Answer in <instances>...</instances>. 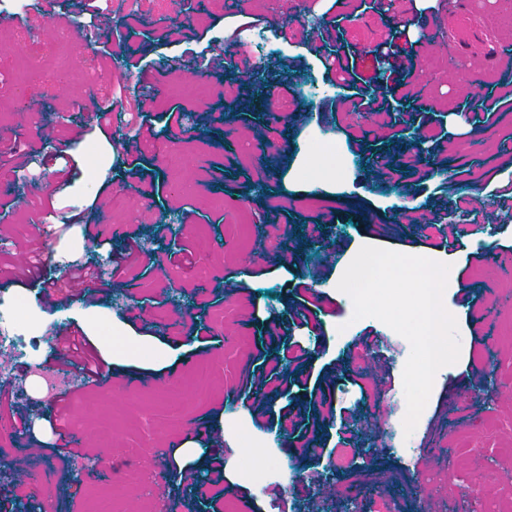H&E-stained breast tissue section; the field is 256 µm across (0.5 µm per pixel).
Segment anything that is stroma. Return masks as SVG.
I'll list each match as a JSON object with an SVG mask.
<instances>
[{"instance_id":"stroma-1","label":"stroma","mask_w":512,"mask_h":512,"mask_svg":"<svg viewBox=\"0 0 512 512\" xmlns=\"http://www.w3.org/2000/svg\"><path fill=\"white\" fill-rule=\"evenodd\" d=\"M449 0H248L245 12L210 9L209 0H176L167 13L142 9L133 20L86 21L83 40L62 49L68 75L52 99L31 90L19 101L14 71L25 46L0 24V295L18 297L36 321L33 357L56 366L53 334L87 332L97 316L98 342L113 343V323L142 341V355L167 351L159 371L115 364L102 355L105 381H83L71 397L69 420L89 464L64 474L51 446L57 435L36 438L25 420L54 423L50 404L35 402V386L16 360L13 408L0 407V446L12 458L0 462V495L8 512H130L140 500L139 480L149 481L154 502L177 503V512H225L248 493L258 512H343L360 489L359 512H414L421 488H431L433 512H512V278L499 274V259L512 252V0H469L454 14ZM332 32L343 63L359 75L348 85L329 75L318 55L321 36ZM223 47L224 67L194 69L193 56ZM96 77L88 79L86 55ZM256 63L262 83L291 93L274 101L277 121L246 115L239 105L256 97L243 85L225 97L199 102L185 85L216 86L235 74L242 58ZM159 74L161 86L144 97L124 76ZM121 86L122 118L101 132L91 115L96 85ZM387 99L364 111L371 96ZM144 123H126L139 101ZM185 107L192 119L170 136L165 114ZM224 121L211 123V113ZM427 135L423 146L440 174L407 168L401 151L410 113ZM151 127L142 143L140 177L123 164V145ZM53 131L44 141L41 128ZM29 153L26 166L17 156ZM396 166L400 179L372 181L373 163ZM34 176L24 192L10 186L12 173ZM122 195L127 231L148 249L132 258L125 274L82 295L66 286V261L95 262L121 251L122 241L101 245L86 225L111 219L112 199ZM253 216L247 239L238 240L240 201ZM424 205L446 213L462 231L448 250L429 249L404 211ZM64 212L68 225L50 234L31 227L49 213ZM184 224L180 246L170 247L161 227L170 212ZM318 223L334 244L326 254L303 228ZM493 241L477 253L472 229ZM404 254L427 251L447 260L448 310L456 318L461 354L451 372L435 377L412 434H405L402 372L409 342L383 322L352 320L353 304L337 284L362 246ZM162 256L156 267L154 256ZM317 287L319 325L293 323L294 285ZM190 297L187 314L173 296ZM497 309L485 317L486 306ZM276 336H267L269 324ZM374 343L375 379L349 367L362 338ZM308 353L296 362L290 343ZM281 370L319 378L322 389L283 392L273 384L246 386L248 372ZM204 374L208 396L196 399L190 384ZM497 384L488 397L475 380ZM290 407L295 422L277 443L280 422L256 431L252 418L265 409ZM355 411L354 448L376 444L360 459L357 482H340L335 494L308 487L307 477L326 475L327 454L341 432V417ZM209 429L226 447L224 505L212 508L181 479L182 445L196 427ZM26 462L28 477L14 472Z\"/></svg>"}]
</instances>
